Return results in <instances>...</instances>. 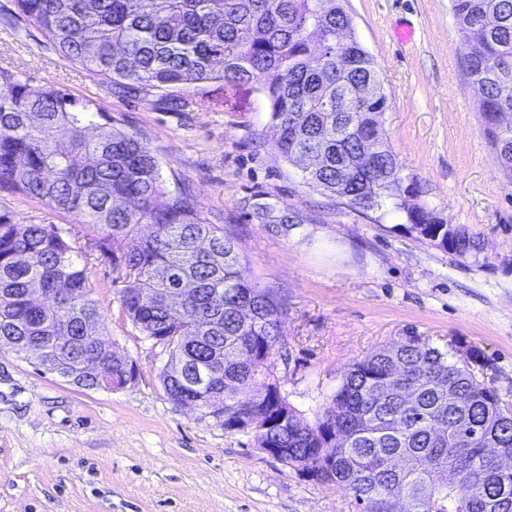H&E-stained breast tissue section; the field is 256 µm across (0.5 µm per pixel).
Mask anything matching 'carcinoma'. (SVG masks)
Returning <instances> with one entry per match:
<instances>
[{
  "label": "carcinoma",
  "mask_w": 512,
  "mask_h": 512,
  "mask_svg": "<svg viewBox=\"0 0 512 512\" xmlns=\"http://www.w3.org/2000/svg\"><path fill=\"white\" fill-rule=\"evenodd\" d=\"M60 58L104 80L156 89L206 81L255 82L267 99L275 148L289 162L316 149L327 163L305 181L385 216L413 217L391 147L373 169L345 170L376 122L382 81L339 0H16ZM457 39L483 128L512 185V0H452ZM71 214L84 245L54 224L0 215V348L35 355L42 370L76 385L120 381L124 356L98 330L102 314L83 251L109 260L126 316L170 353L161 376L180 404L190 388L178 363L216 364L223 400L202 416L230 433L240 422L258 448H283L288 465L353 492L361 512H512V401L490 385L485 356L468 361L408 340L351 364L315 420L288 403L273 376L282 313L245 275L246 258L224 227L185 194L167 190L137 134L64 90L0 71V189ZM455 255L479 253L463 227L433 224ZM468 503H457L448 470Z\"/></svg>",
  "instance_id": "carcinoma-1"
}]
</instances>
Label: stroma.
Masks as SVG:
<instances>
[{
	"instance_id": "obj_1",
	"label": "stroma",
	"mask_w": 512,
	"mask_h": 512,
	"mask_svg": "<svg viewBox=\"0 0 512 512\" xmlns=\"http://www.w3.org/2000/svg\"><path fill=\"white\" fill-rule=\"evenodd\" d=\"M386 96L379 117L404 174L444 222L482 251L466 258L410 231L404 216L357 211L311 188L273 145L256 85L159 90L116 85L60 60L15 0H0V69L101 106L155 151L171 192L187 193L246 256V274L284 315L275 376L289 403L320 413L345 369L409 339L475 348L512 398V186L482 134L451 0H343ZM415 29L413 42L395 29ZM0 214L77 235L73 216L0 190ZM103 332L134 383L85 389L0 348V512H359L351 491L316 483L251 437L170 401L169 353L123 313L108 260L85 258Z\"/></svg>"
}]
</instances>
